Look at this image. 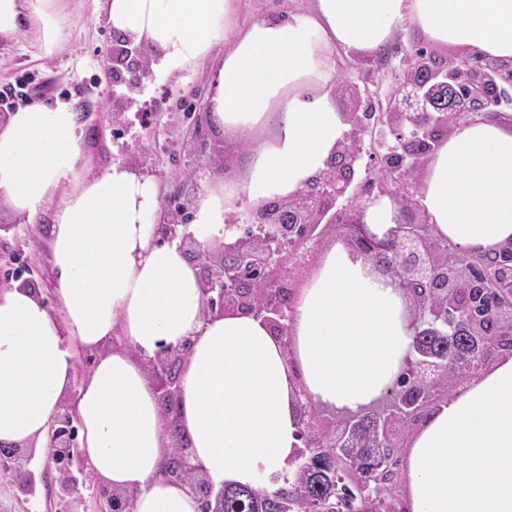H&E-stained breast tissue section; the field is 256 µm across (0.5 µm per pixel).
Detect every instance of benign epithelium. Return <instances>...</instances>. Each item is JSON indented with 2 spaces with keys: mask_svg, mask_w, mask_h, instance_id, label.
<instances>
[{
  "mask_svg": "<svg viewBox=\"0 0 512 512\" xmlns=\"http://www.w3.org/2000/svg\"><path fill=\"white\" fill-rule=\"evenodd\" d=\"M120 58L132 60L138 85L149 76L145 48L128 39ZM396 85L388 96L374 101L367 97L361 112L346 113L349 130L327 162L325 170L299 193L247 205L224 225V260L216 261L193 232L177 236V225L157 224L155 234L180 238V247L198 268L206 296L205 315L227 309L263 318L277 335L287 336L288 321L298 285V273L308 257L341 224H352L357 233L350 249L368 261L374 270L389 277L409 300L413 325L426 320V310L417 304L437 296L446 311L439 328L450 335L459 329L455 312L471 308L474 293L481 289L497 298L491 322L498 336L496 355L512 354V244L481 253L482 259L462 269L440 253L438 244L423 233L424 210L417 170L435 152L442 139L468 121H501L502 106L512 104V62L494 61L472 54L464 58L443 57L413 51L402 60L395 74ZM461 92L450 101L448 111L432 107L433 90L445 87ZM393 206V226L383 237L370 232L364 221L367 210L383 200ZM395 252L399 263L389 264L382 255ZM269 288L266 299L256 296L259 285ZM190 354V344L164 348L149 359L148 373L156 384L163 409L175 410L179 378ZM74 403L68 401L53 418L45 469L56 474L51 490L65 499L80 493L81 480L70 468L75 426ZM182 449L169 473L181 478L210 512L215 497L223 491L200 478L188 459V444L178 436ZM34 449L0 448V460L20 475L23 488L33 490L34 477L26 465ZM99 512H116L121 494L100 482L93 484Z\"/></svg>",
  "mask_w": 512,
  "mask_h": 512,
  "instance_id": "benign-epithelium-1",
  "label": "benign epithelium"
}]
</instances>
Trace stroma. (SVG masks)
Returning a JSON list of instances; mask_svg holds the SVG:
<instances>
[{
	"mask_svg": "<svg viewBox=\"0 0 512 512\" xmlns=\"http://www.w3.org/2000/svg\"><path fill=\"white\" fill-rule=\"evenodd\" d=\"M60 22L65 41L54 54L44 55L24 32L0 42V85L32 76L43 87V101H61L77 112L82 148L94 170L117 161L142 170L159 185L162 213L174 215L176 223H191L193 198L209 183L232 179L257 146L209 123L212 62L155 75L132 88L131 73L119 80L112 73V51L121 35L105 21L104 0H66ZM419 42L401 34L368 58L337 52L335 78L351 76L360 88L384 95L401 58ZM50 227V212L27 224L0 201V292L23 283L54 310ZM29 469L35 476L31 493L14 470L0 466V512H60L42 478L41 456H34Z\"/></svg>",
	"mask_w": 512,
	"mask_h": 512,
	"instance_id": "stroma-1",
	"label": "stroma"
}]
</instances>
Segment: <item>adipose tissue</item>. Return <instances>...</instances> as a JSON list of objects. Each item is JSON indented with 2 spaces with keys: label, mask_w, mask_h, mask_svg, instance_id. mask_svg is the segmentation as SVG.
<instances>
[{
  "label": "adipose tissue",
  "mask_w": 512,
  "mask_h": 512,
  "mask_svg": "<svg viewBox=\"0 0 512 512\" xmlns=\"http://www.w3.org/2000/svg\"><path fill=\"white\" fill-rule=\"evenodd\" d=\"M61 0H0V41L20 29L50 55L64 41ZM237 0H105L108 23L174 71L214 60L208 119L261 145L233 183L195 200L206 236L224 234L240 200L297 194L322 172L348 124L331 93L337 51L378 53L398 30L512 62V0H311L287 17L236 20ZM222 53H214L216 44ZM78 116L34 102L0 124V199L26 223L53 205L51 312L27 287L0 292V442L47 446L51 419L75 399L95 477L133 490V512H199L160 474L172 429L217 484L282 472L300 446L296 394L356 414L405 367L407 299L345 244L328 246L295 299L290 346L262 318L204 315L197 270L158 241L156 182L123 162L91 172ZM421 204L434 235L464 252L512 244V128L463 124L426 161ZM190 344L176 413H165L144 362ZM97 360L80 387L77 351ZM407 512H512V356L464 382L405 449Z\"/></svg>",
  "instance_id": "obj_1"
}]
</instances>
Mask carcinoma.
Returning <instances> with one entry per match:
<instances>
[{"mask_svg":"<svg viewBox=\"0 0 512 512\" xmlns=\"http://www.w3.org/2000/svg\"><path fill=\"white\" fill-rule=\"evenodd\" d=\"M493 328L480 336H437L428 327H418L412 336L415 350L424 352L440 367L452 365V377L445 375L421 385L409 374L398 380L395 392L379 412L359 414L342 447L314 424L315 405L300 413V440L304 444L296 470L276 478L277 487L238 485L224 487L222 512H395L391 486L398 479L397 437L380 428L383 418L399 413L405 433L448 398V383H456L475 370L479 354L497 343Z\"/></svg>","mask_w":512,"mask_h":512,"instance_id":"cac0c4a2","label":"carcinoma"}]
</instances>
